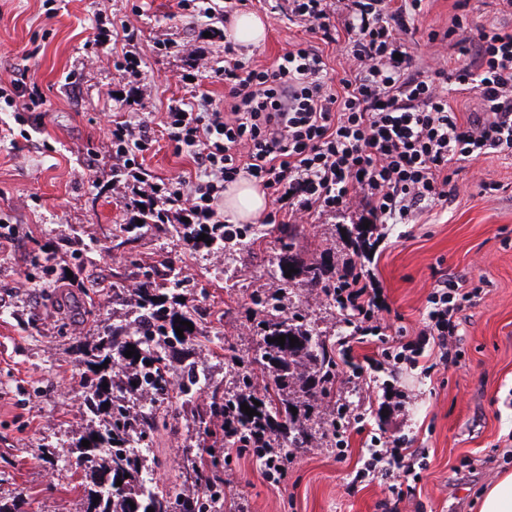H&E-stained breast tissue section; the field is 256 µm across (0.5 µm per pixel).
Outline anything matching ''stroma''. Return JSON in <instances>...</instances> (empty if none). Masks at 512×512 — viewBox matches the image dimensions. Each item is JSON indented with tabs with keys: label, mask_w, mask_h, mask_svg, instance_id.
<instances>
[{
	"label": "stroma",
	"mask_w": 512,
	"mask_h": 512,
	"mask_svg": "<svg viewBox=\"0 0 512 512\" xmlns=\"http://www.w3.org/2000/svg\"><path fill=\"white\" fill-rule=\"evenodd\" d=\"M457 0H430L426 18L412 36L416 63H423L430 29L446 30L457 14ZM242 10L267 23L264 42L242 53L251 66H271L281 51L311 44L333 78L343 75L340 51L345 33L325 37L288 20V0H243ZM106 15L112 37L95 45V19ZM132 21L135 41H125L122 21ZM226 24L221 13L190 15L178 0H0V77L28 76L45 102L34 110L0 99V223L15 226L11 242L0 241V501L25 499L30 512H80L75 458L48 459L46 443L68 444L87 427L80 404L76 340L88 341L98 322L112 324L135 305V284L145 273L177 260L175 275L188 305L198 307L203 331L219 333L230 358L213 369L232 387L237 362L253 360L262 314L254 293L281 286L274 278L280 257L278 225L266 224L258 240L233 253L232 279L224 263L207 253L182 251L175 230L140 231L131 252L104 255L121 226L139 213L108 158L111 135L100 109L118 90L127 104H113L112 116L135 112L154 130L143 166L151 180L173 172L194 173L196 163L177 152L162 132L164 113L177 100L207 93L224 101V84L208 77L192 84L169 81L188 68L180 45L189 43L212 62L224 59ZM132 54L141 81L151 87L140 96L136 83L120 79L113 56ZM140 81V82H141ZM99 188H92V181ZM460 193L411 224L373 225L386 233L377 252L357 243V215L325 213L304 225L293 248L310 262L325 259L333 272L366 261L384 287L391 311L384 322L414 338L423 326L427 299L439 281L481 287L461 314L454 364H438L431 375L416 368L367 370L362 377L341 375L334 397L325 398L312 421L308 447L288 456L280 485L267 483L251 455L232 456L220 474L248 512H478L481 490L512 471V156L493 153L465 164L452 175ZM48 244L56 265L73 266L81 253L83 274L102 282L97 319L64 313L60 296L68 284L42 288L43 275L27 264L31 237ZM35 280L32 288L24 279ZM123 300L113 303L112 290ZM293 300L312 326L329 340L348 335L336 306L317 288L297 285ZM361 414L339 416L342 402ZM337 424L339 435L329 426ZM381 440L409 439L424 451L414 490L405 500L390 491L398 474L363 481L369 434ZM202 442L192 421L178 419L157 438L151 473L170 483L181 474L187 449Z\"/></svg>",
	"instance_id": "1"
}]
</instances>
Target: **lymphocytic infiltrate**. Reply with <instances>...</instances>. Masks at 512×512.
<instances>
[{
  "label": "lymphocytic infiltrate",
  "mask_w": 512,
  "mask_h": 512,
  "mask_svg": "<svg viewBox=\"0 0 512 512\" xmlns=\"http://www.w3.org/2000/svg\"><path fill=\"white\" fill-rule=\"evenodd\" d=\"M426 2L288 0L289 17L311 31H345L342 53L349 70L337 90L328 84L322 56L304 43L267 68L246 66L229 44L219 67L184 46L195 73L212 74L228 89L224 107L197 95L170 105L163 118L168 140L193 152L195 175L149 182L142 161L152 132L146 122L128 119L112 126L113 168L165 223L186 218L219 227L228 241L240 234L219 204L225 186L245 175L273 198L264 217L268 224H308L326 212L361 211L372 224H405L422 216L455 193L450 168L512 150V30L459 16L455 28L428 35L431 46L454 44L456 63L439 58L420 69L407 35L426 15ZM464 92L475 95L480 112L463 122L449 97ZM477 295L442 284L428 298L427 323L416 341L383 348L384 360L415 366L431 345L441 360L456 362L451 340L459 314ZM383 296L364 271L350 268L338 276L336 305L353 328L339 338V347L370 336L385 339ZM419 454L404 438H394L370 450L360 474L412 475Z\"/></svg>",
  "instance_id": "obj_1"
}]
</instances>
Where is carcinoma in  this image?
<instances>
[{
    "label": "carcinoma",
    "mask_w": 512,
    "mask_h": 512,
    "mask_svg": "<svg viewBox=\"0 0 512 512\" xmlns=\"http://www.w3.org/2000/svg\"><path fill=\"white\" fill-rule=\"evenodd\" d=\"M208 235L200 241L198 236ZM180 238L188 237L209 249L207 241L215 232L207 228L184 226ZM34 262L44 261L54 272L55 254L38 239L30 240ZM300 278L301 284L328 292L335 287L334 276L325 264L301 262L297 272L283 281ZM145 287L137 290L136 310L121 324L101 326L88 342H76L80 357L82 409L94 418L89 428L69 444L67 453L76 455L81 468V512H221L217 489L224 448L231 443H245L255 452L265 451L259 436L274 435L284 443L280 461H288V449L303 448L311 440L305 423L314 403L330 395L336 384V352L325 340L315 341L312 325L296 312L284 313L282 290L272 294L257 293L252 304L266 313L267 320L256 325L259 354L254 362L265 374L259 379L248 366L237 374L235 390L224 389V382L210 385L209 396L202 402L180 404L176 412L185 415L202 430L207 457L191 461L190 478L195 491L184 485L169 483L152 490L145 488L149 473V448L154 436L168 429L169 410L155 408L140 412L132 409L133 396L164 391L169 374L178 378L179 391L192 392L198 385L196 367L208 336L198 327L195 309L180 301L176 288H166L151 276H145ZM188 321L193 328L183 327L177 335L175 319ZM286 335L298 339L295 346L285 340L284 346L273 338ZM134 346L139 358L125 357L128 346ZM107 387H102L103 383ZM260 405H255L254 401ZM257 411L250 417L241 405ZM297 412H292L291 408ZM98 440H93V437ZM88 440L84 447L81 441ZM122 485H116L117 479ZM99 503H93L94 499Z\"/></svg>",
    "instance_id": "cac0c4a2"
}]
</instances>
